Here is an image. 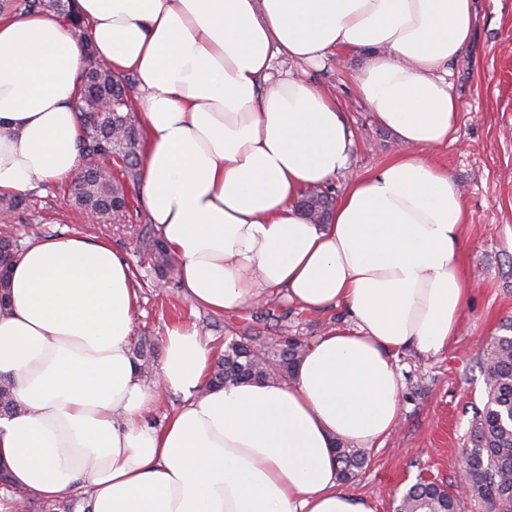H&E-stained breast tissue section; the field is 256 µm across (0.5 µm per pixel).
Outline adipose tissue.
I'll use <instances>...</instances> for the list:
<instances>
[{
  "label": "adipose tissue",
  "mask_w": 512,
  "mask_h": 512,
  "mask_svg": "<svg viewBox=\"0 0 512 512\" xmlns=\"http://www.w3.org/2000/svg\"><path fill=\"white\" fill-rule=\"evenodd\" d=\"M88 40L56 17L0 18V193L75 174L83 44L133 73L149 220L181 262L193 306L234 314L285 292L344 323L288 384L212 388L215 353L167 330L155 384L131 355L138 294L110 244L39 239L10 272L0 459L47 500L89 489V512H374L338 481L334 445L380 447L400 421L397 360L456 338L471 293L467 214L427 149L456 130L449 61L469 46L473 0H75ZM363 54L358 98L408 145L345 186L330 220L295 203L345 170L352 132L333 98L275 59ZM186 403L147 421L159 391Z\"/></svg>",
  "instance_id": "ef3b65f1"
}]
</instances>
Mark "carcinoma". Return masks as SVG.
Masks as SVG:
<instances>
[{
    "label": "carcinoma",
    "mask_w": 512,
    "mask_h": 512,
    "mask_svg": "<svg viewBox=\"0 0 512 512\" xmlns=\"http://www.w3.org/2000/svg\"><path fill=\"white\" fill-rule=\"evenodd\" d=\"M54 10L78 24L72 0H0V14H28ZM84 91L76 102L82 130L80 149L83 165L73 183L72 200L83 211H94L107 219H122L129 212V187L139 180L140 133L128 99L131 83L116 75L85 42ZM298 207L315 224H323L333 210L330 189L318 186L298 200ZM29 205L24 195H0V214L5 223L22 218ZM154 258V273L162 281L179 275V264L159 230L152 229L142 240ZM483 351V404L474 407L469 437L460 449L458 462L469 477L468 496L484 512H512V325ZM309 342L299 336L224 337V352L214 363L210 384L246 381L285 383L294 377ZM152 344L140 341L135 358L141 375L149 373ZM18 410L10 380H0V411ZM340 463V480L355 477L368 460V452L344 443L335 447ZM459 497L437 482H418L403 495L397 512H458Z\"/></svg>",
    "instance_id": "1"
}]
</instances>
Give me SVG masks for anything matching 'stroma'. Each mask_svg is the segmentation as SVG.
I'll list each match as a JSON object with an SVG mask.
<instances>
[{"label":"stroma","mask_w":512,"mask_h":512,"mask_svg":"<svg viewBox=\"0 0 512 512\" xmlns=\"http://www.w3.org/2000/svg\"><path fill=\"white\" fill-rule=\"evenodd\" d=\"M474 4L471 43L448 64V81L459 103L456 130L447 143L427 153L463 191L468 218L465 271L473 289L460 333L447 352L427 358L409 351L398 358L403 374L400 423L381 448L371 449L358 477L343 485L368 500L375 512H395L402 495L422 480L455 488L458 451L484 391L482 350L501 335L503 324L512 322V0ZM360 65V58L346 55L297 69L338 101L353 132L348 168L331 182L337 196L354 176L405 151L359 101L353 77ZM27 197L31 221L5 225V232L26 242L81 235L111 244L126 257L138 291L134 336L149 338L156 353H163L166 332L177 323L195 325L219 351L232 331L257 328L275 334L283 328L289 335L313 340L345 317L339 308L303 311L274 293L232 315L195 308L180 286L160 285L155 277L142 246L150 222L139 187L131 188L130 211L118 224L87 220L72 203L67 179L37 185ZM272 306L278 313L274 320L266 315Z\"/></svg>","instance_id":"35a3bbf8"}]
</instances>
